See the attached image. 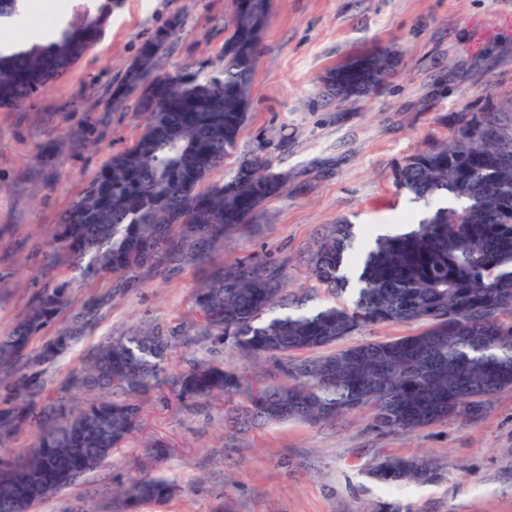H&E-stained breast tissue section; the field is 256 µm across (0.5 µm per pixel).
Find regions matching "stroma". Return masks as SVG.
<instances>
[{
  "instance_id": "35a3bbf8",
  "label": "stroma",
  "mask_w": 512,
  "mask_h": 512,
  "mask_svg": "<svg viewBox=\"0 0 512 512\" xmlns=\"http://www.w3.org/2000/svg\"><path fill=\"white\" fill-rule=\"evenodd\" d=\"M234 0H118L98 41L66 76L32 100L0 109V334L45 285L70 283L69 305L35 336H49L112 281L85 278L53 237L79 192L113 151L139 134L138 94L124 77L157 31L171 35L158 70L190 65L212 74L231 32ZM383 47L395 71L374 94L346 102L322 82L352 55ZM512 106V0H271L259 46L248 118L237 147L210 179L223 181L260 153L287 185L229 236L212 265L266 257L287 292L315 306H348L353 288L332 292L310 274L320 241L338 222L356 241L383 226L408 228L423 202L399 190L394 167L450 136L462 103ZM203 275L182 266L144 271L141 288L109 301L72 349L48 368L44 398L87 354L133 326L178 328L195 321L191 295ZM222 402H180L170 382L145 399L140 430L101 467L32 512H112V488L144 472L178 492L138 512H512V388L475 417L413 432L372 427L368 410L330 424H260L224 413ZM169 450L155 466L154 442ZM391 457L433 463L439 476L398 487L369 470Z\"/></svg>"
}]
</instances>
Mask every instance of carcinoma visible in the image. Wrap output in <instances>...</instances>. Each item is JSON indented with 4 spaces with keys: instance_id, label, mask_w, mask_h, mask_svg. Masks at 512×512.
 Returning a JSON list of instances; mask_svg holds the SVG:
<instances>
[{
    "instance_id": "carcinoma-1",
    "label": "carcinoma",
    "mask_w": 512,
    "mask_h": 512,
    "mask_svg": "<svg viewBox=\"0 0 512 512\" xmlns=\"http://www.w3.org/2000/svg\"><path fill=\"white\" fill-rule=\"evenodd\" d=\"M115 0L69 22L57 37L0 52V108L19 106L64 76L99 39ZM270 0L235 8L224 41L223 67L200 78L190 66L153 75L169 32L142 47L125 85L139 91L145 122L138 138L115 152L59 225L69 258L88 278L117 276L111 295L139 287L141 270L164 276L204 263L284 186L269 159L254 155L221 183L203 187L235 148L247 119L249 90ZM383 50L351 57L324 81L345 101L369 95L382 81ZM494 104H462L454 133L394 168L396 187L424 202L425 215L404 233L379 235L352 250L350 225L333 226L319 244L312 275L342 288L344 264L359 271L350 307H305L286 293L279 268L262 260L211 269L192 303L205 338L229 344L250 362L271 359L285 382H249L245 372L196 357L173 379L177 395L195 405L246 395L252 415L323 424L361 407L374 425L412 432L450 416H476L501 389L512 387V121ZM68 288H44L12 330L0 336V372L15 371L32 337L65 307ZM94 300L70 327L35 355L0 407V447L27 425L28 448L0 457V512L33 505L83 478L112 456L136 428L140 400L160 384L176 354L196 342L193 327H137L109 338L64 378L56 398L41 403L44 366L79 339ZM382 323L423 328L392 341L335 348L360 329ZM392 486L438 478L426 462L388 458L371 469ZM169 482L151 475L112 490V512L168 500Z\"/></svg>"
}]
</instances>
